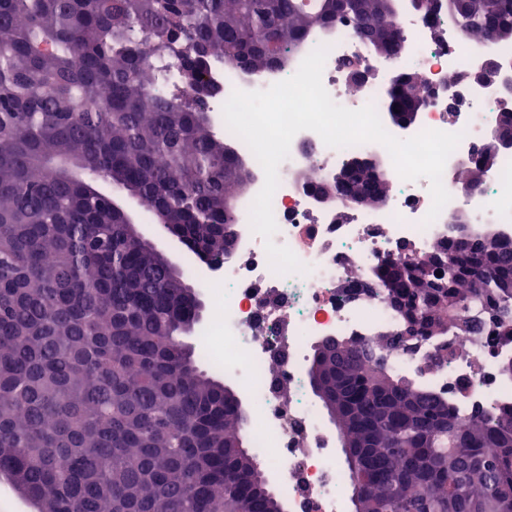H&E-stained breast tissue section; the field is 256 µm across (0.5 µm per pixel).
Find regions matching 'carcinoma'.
<instances>
[{
	"label": "carcinoma",
	"mask_w": 512,
	"mask_h": 512,
	"mask_svg": "<svg viewBox=\"0 0 512 512\" xmlns=\"http://www.w3.org/2000/svg\"><path fill=\"white\" fill-rule=\"evenodd\" d=\"M448 16L472 41L512 43V0H0V474L37 512H284L249 448L233 391L181 339L195 300L178 269L135 241L96 181L145 201L209 264L255 178L211 133L203 78L213 57L246 71L286 68L314 30L350 22L376 53L399 51L402 2ZM192 83L168 86V71ZM399 98L425 94L410 79ZM477 162L462 180L480 186ZM387 180L360 175V206ZM477 270L460 272L455 242ZM448 282L430 335L512 343V244L464 230L421 262ZM404 258L382 272L392 306L429 302ZM355 342L317 347L315 393L342 390L336 428L365 469L356 512H512V409L459 426L448 397L389 371Z\"/></svg>",
	"instance_id": "cac0c4a2"
}]
</instances>
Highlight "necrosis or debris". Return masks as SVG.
<instances>
[{"label":"necrosis or debris","mask_w":512,"mask_h":512,"mask_svg":"<svg viewBox=\"0 0 512 512\" xmlns=\"http://www.w3.org/2000/svg\"><path fill=\"white\" fill-rule=\"evenodd\" d=\"M404 38L402 65L425 87L428 105L413 133L439 130L461 134L449 156L442 182L450 195L443 212L425 223L432 197L428 179L406 180L388 167V191L383 205L354 210L340 219L336 202H319L316 189L295 173L313 167L320 180L335 176L352 156L377 150L374 142L332 148L310 130L298 132L288 157L278 167L279 186L272 198L278 231L276 244L289 247L306 266L307 274L280 275L269 264L263 238L250 226L251 200L238 206L242 241L234 255L211 272L222 292L210 295L213 311L201 343L203 358L225 375L238 379L249 406L263 424L251 433V445L280 479L277 490L288 512H345L348 477L340 465L336 435L311 396L305 366L317 341L325 336L373 339L399 329L401 318L383 289L377 288L381 266L407 255L423 258L453 237L449 213L467 206L475 223L496 225L512 240V153L501 156L497 168L474 195L454 182L455 167L474 157L486 130L512 99L495 85L474 78V44L447 20H426L414 12L397 16ZM329 52L322 83L331 99L350 110L373 105L386 108L385 92L393 78L390 66L373 55L369 44L348 26L316 33L293 52V66L318 46ZM369 72L364 86L349 79L350 68ZM285 71L245 73L211 59L208 78L214 89L207 110L216 117L214 132L229 136L223 106L234 90L257 91L288 79ZM458 356L437 371L426 370L429 356L446 347ZM512 345L488 348L472 336H435L408 353L393 347L387 367L425 379L446 391L460 425L478 409L512 407V377L499 372L502 356Z\"/></svg>","instance_id":"1"}]
</instances>
